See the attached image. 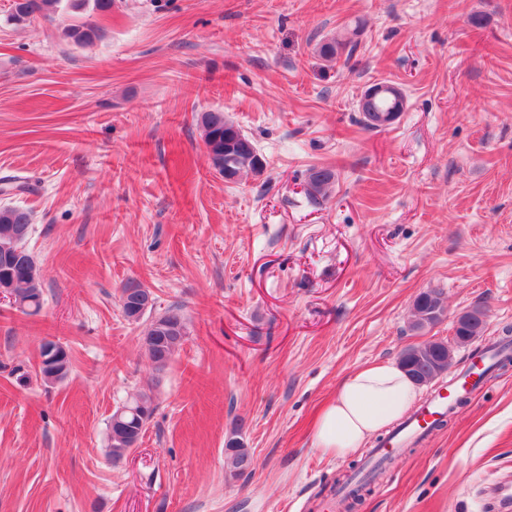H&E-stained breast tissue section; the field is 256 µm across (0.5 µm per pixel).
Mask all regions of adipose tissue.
<instances>
[{"mask_svg": "<svg viewBox=\"0 0 512 512\" xmlns=\"http://www.w3.org/2000/svg\"><path fill=\"white\" fill-rule=\"evenodd\" d=\"M418 398L417 385L400 365L380 361L360 366L342 378L319 413L313 445L323 456L347 457L401 419Z\"/></svg>", "mask_w": 512, "mask_h": 512, "instance_id": "ef3b65f1", "label": "adipose tissue"}]
</instances>
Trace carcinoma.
<instances>
[{
  "instance_id": "cac0c4a2",
  "label": "carcinoma",
  "mask_w": 512,
  "mask_h": 512,
  "mask_svg": "<svg viewBox=\"0 0 512 512\" xmlns=\"http://www.w3.org/2000/svg\"><path fill=\"white\" fill-rule=\"evenodd\" d=\"M61 0H13L11 12L6 16L8 24L19 25L38 16L57 12ZM92 10L107 13L112 0H69V7L82 10L87 5ZM67 38L76 44H88L98 38V30L91 24L72 25L65 30ZM347 43L336 40L324 41L318 46V54L324 59H334L345 50ZM404 95L394 96L386 91L376 95H364L358 103L362 123L372 129L379 128L375 120L381 114L405 109ZM198 125L207 148L213 169L219 174L229 170L236 179L244 175L260 174L265 164L254 142L224 113H201ZM336 183V171L330 166L313 167L308 172L307 195L317 201L328 197ZM32 224L30 213L21 207H0V285L7 287L13 304L25 314H35L43 306L39 269L28 247ZM445 313L442 293L429 290L414 301V330H421L440 321ZM187 335L181 309L171 307L165 314L154 318L144 337L149 359L157 370L164 369ZM451 357L448 344L433 341L406 349L399 364L410 377L417 375L433 380L448 371ZM40 375L46 383L64 379L70 370L68 349L59 342L46 341L40 348ZM155 410L153 387L139 393L132 401L118 407L109 421V456L115 463L137 444ZM224 460L230 475L238 477L250 470L253 458L239 434L234 433L225 443ZM369 477H348L344 485H354L342 500L345 510L351 512L361 499V491L368 485Z\"/></svg>"
}]
</instances>
